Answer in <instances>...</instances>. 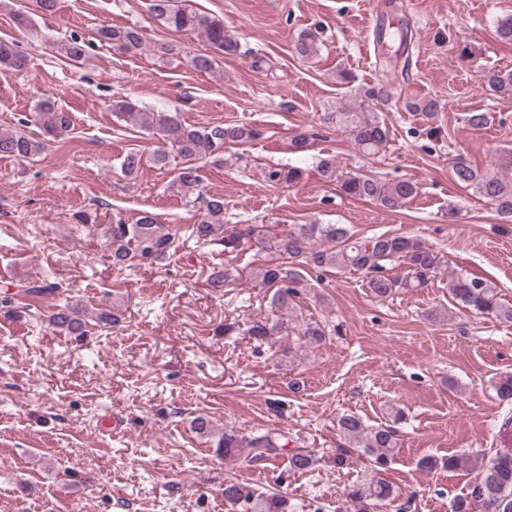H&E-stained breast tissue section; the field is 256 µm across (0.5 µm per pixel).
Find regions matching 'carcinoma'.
<instances>
[{"mask_svg":"<svg viewBox=\"0 0 512 512\" xmlns=\"http://www.w3.org/2000/svg\"><path fill=\"white\" fill-rule=\"evenodd\" d=\"M185 0H150L148 11L161 26L179 32H197L209 43L211 53L197 54L192 58L194 69L209 72L214 68L216 57L234 56L239 53V43L224 28V20L198 13L186 5ZM98 40L124 52L135 53L143 49L142 30L137 26L102 27ZM61 51L66 59L76 62L86 54V43L72 35ZM295 52L303 60L318 52V40L314 33L304 32L295 41ZM30 59L13 42L0 41V67L24 70ZM486 87L494 92H512V71L487 70L483 76ZM376 93L365 89L360 93V103L353 109L332 112L328 119L342 126L353 137L358 153L366 158L379 154L387 145L390 134L387 126L372 106ZM112 111L116 117L132 127L150 130L162 136L169 149L155 153L150 161L159 168L169 164L170 154L180 159L174 169L175 184L183 193L199 190L202 182L201 159L216 157L224 147L246 146L260 136L254 126L243 123L224 125L192 126L182 123L173 112H145L130 98L115 100ZM36 120L45 132L55 138L63 137L71 127L67 112L58 107L50 97L42 98L37 106ZM465 122L474 131L487 128L491 123L488 112H470ZM44 150V143L30 137L24 130L0 131V157H12L19 161L34 158ZM144 165V155L138 151L128 152L120 167L127 177H135ZM457 184L471 188L483 198L491 201L498 212L512 217V179L481 173L460 156L452 167ZM302 177L297 167H274L268 170L267 179L275 185H292ZM341 189L349 196L369 200L386 210L404 207L418 195L419 186L410 179L383 182L364 175H349L342 179ZM109 257L112 267L123 269L135 260L161 262L170 255L174 237L162 229L156 215L143 212L133 224L121 220L109 229ZM192 234L204 241L222 236L224 250L243 251L257 247H272L287 259L299 261L297 267L268 264L253 274V282L259 288H272L271 307L280 313L294 309V298L303 287L301 265L310 270L327 267L349 269L365 275L367 286L374 297L386 299L401 288H423L440 272L442 259L439 254L418 237L380 234L361 242L353 239L342 224H304L298 231H282L270 234L267 224H248L243 229H228L224 225V197L211 195L204 200L203 211ZM398 266L407 268L403 276H393L390 271ZM453 298L465 307L478 313L492 315L500 321L512 323V307L499 298L497 288L478 277H456L448 283ZM58 286L44 280H32L24 285L26 295L39 296L54 292ZM49 322L56 328L72 335L86 332L87 313L79 306L65 302L56 306ZM286 329L285 322L278 320H256L246 329V334L257 341H265ZM402 412L391 414L388 423L366 424L354 413L342 414L336 421L337 430L347 447L336 449L334 462L341 468L349 464L350 449L358 448L371 462L368 478L358 481L343 491L344 501L336 512H377L383 506L401 497L399 490L383 477L398 447L399 425ZM280 434L267 430L263 433L240 435L233 430H224L217 442L218 452L224 458H235L244 453L265 457L280 448ZM317 457L311 452L299 451L289 457V467L296 472L312 468ZM453 471H468L474 468L479 473L466 495L455 500L453 512H512V450L496 453L480 464L470 454H453L445 460ZM224 502L231 510L243 512H288L287 499L279 494L256 493L249 487L229 482L224 485Z\"/></svg>","mask_w":512,"mask_h":512,"instance_id":"cac0c4a2","label":"carcinoma"}]
</instances>
